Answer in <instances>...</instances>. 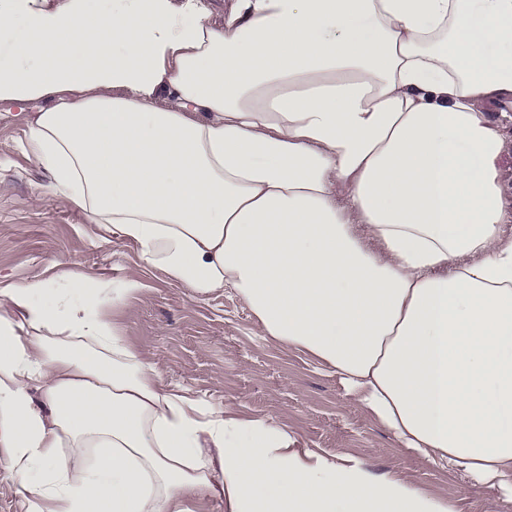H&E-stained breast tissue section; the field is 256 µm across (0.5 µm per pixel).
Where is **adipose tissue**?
Instances as JSON below:
<instances>
[{"label":"adipose tissue","mask_w":512,"mask_h":512,"mask_svg":"<svg viewBox=\"0 0 512 512\" xmlns=\"http://www.w3.org/2000/svg\"><path fill=\"white\" fill-rule=\"evenodd\" d=\"M0 0V104L56 195L336 372L428 462L512 498V0ZM53 97V107L36 109ZM136 288L0 289V447L26 512H455L164 391L104 320ZM505 150L500 157L499 167L502 170V192L507 208L512 212V123H505L501 129Z\"/></svg>","instance_id":"1"}]
</instances>
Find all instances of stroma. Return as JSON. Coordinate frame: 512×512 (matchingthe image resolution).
Here are the masks:
<instances>
[{"label":"stroma","mask_w":512,"mask_h":512,"mask_svg":"<svg viewBox=\"0 0 512 512\" xmlns=\"http://www.w3.org/2000/svg\"><path fill=\"white\" fill-rule=\"evenodd\" d=\"M23 123L0 111V286L25 287L69 273L89 288L133 279L138 291L106 307L127 342L179 390L243 417L287 426L302 447L350 455L375 472L396 471L457 512H512V499L462 472L399 448L391 434L351 403L336 374L309 354L257 335L255 318L232 289L193 299L146 266L71 202L52 195Z\"/></svg>","instance_id":"35a3bbf8"}]
</instances>
